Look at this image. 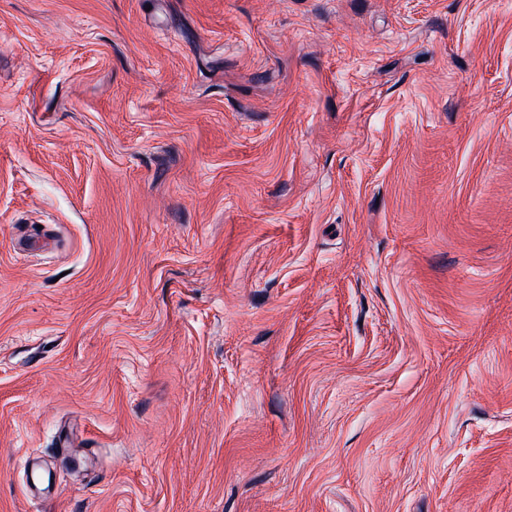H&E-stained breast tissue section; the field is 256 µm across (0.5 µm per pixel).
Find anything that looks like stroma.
I'll return each mask as SVG.
<instances>
[{"mask_svg": "<svg viewBox=\"0 0 512 512\" xmlns=\"http://www.w3.org/2000/svg\"><path fill=\"white\" fill-rule=\"evenodd\" d=\"M0 512H512V0H0Z\"/></svg>", "mask_w": 512, "mask_h": 512, "instance_id": "stroma-1", "label": "stroma"}]
</instances>
